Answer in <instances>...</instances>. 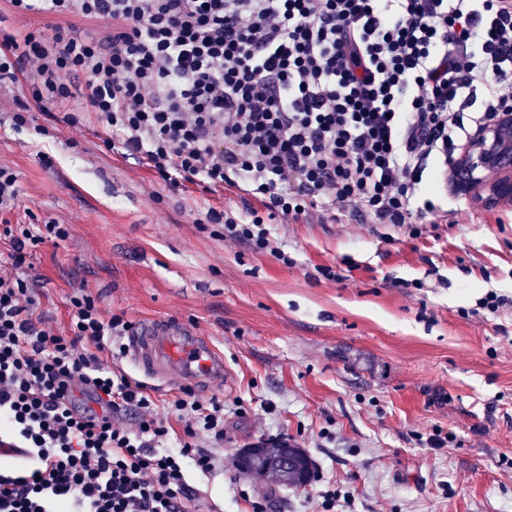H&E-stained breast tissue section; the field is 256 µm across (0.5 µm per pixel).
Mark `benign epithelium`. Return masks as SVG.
Returning a JSON list of instances; mask_svg holds the SVG:
<instances>
[{"mask_svg":"<svg viewBox=\"0 0 512 512\" xmlns=\"http://www.w3.org/2000/svg\"><path fill=\"white\" fill-rule=\"evenodd\" d=\"M455 191L485 208L512 204V108L495 112L448 160Z\"/></svg>","mask_w":512,"mask_h":512,"instance_id":"benign-epithelium-1","label":"benign epithelium"}]
</instances>
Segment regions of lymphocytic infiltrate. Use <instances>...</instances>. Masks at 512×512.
I'll return each instance as SVG.
<instances>
[{
  "mask_svg": "<svg viewBox=\"0 0 512 512\" xmlns=\"http://www.w3.org/2000/svg\"><path fill=\"white\" fill-rule=\"evenodd\" d=\"M15 14L77 16L85 33L0 34V84L39 107L73 96L107 149L168 186L234 187L239 216L207 213L257 252L269 221L319 209L370 224L447 219L432 199L475 104L512 103V0H9ZM66 225L0 224V512H191L187 468L217 459L224 406L174 403L177 446L143 385L101 361L128 332L92 297L57 333L20 276L29 249Z\"/></svg>",
  "mask_w": 512,
  "mask_h": 512,
  "instance_id": "f902f5d3",
  "label": "lymphocytic infiltrate"
}]
</instances>
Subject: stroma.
I'll return each instance as SVG.
<instances>
[{"label":"stroma","mask_w":512,"mask_h":512,"mask_svg":"<svg viewBox=\"0 0 512 512\" xmlns=\"http://www.w3.org/2000/svg\"><path fill=\"white\" fill-rule=\"evenodd\" d=\"M24 105L18 131L6 118ZM107 136L80 103L45 111L0 85V166L22 186L6 218L69 229L26 256L38 313L67 332L82 291L103 316L180 321L224 355L223 379L194 393L224 402L223 446L197 438L223 467L188 472L201 512H323L327 490L336 512H512V205L479 208L448 187L458 223L276 220L256 252L205 221L241 212L236 190L170 189ZM490 291L507 300L494 314L476 307ZM111 367L181 430L180 389L124 356ZM438 432L446 447L428 444ZM278 435L311 457L307 486L271 489L240 468L241 449Z\"/></svg>","instance_id":"obj_1"}]
</instances>
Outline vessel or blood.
<instances>
[{"mask_svg": "<svg viewBox=\"0 0 512 512\" xmlns=\"http://www.w3.org/2000/svg\"><path fill=\"white\" fill-rule=\"evenodd\" d=\"M131 360L163 383L197 390L224 374V358L206 341L172 321L135 325L127 344Z\"/></svg>", "mask_w": 512, "mask_h": 512, "instance_id": "1", "label": "vessel or blood"}]
</instances>
